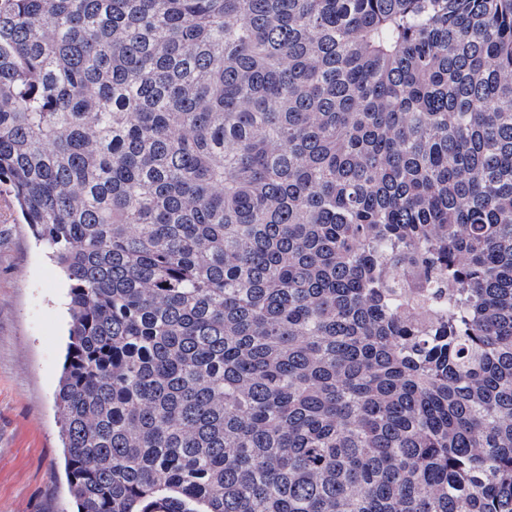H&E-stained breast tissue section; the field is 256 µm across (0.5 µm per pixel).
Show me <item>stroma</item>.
Masks as SVG:
<instances>
[{
	"instance_id": "1",
	"label": "stroma",
	"mask_w": 512,
	"mask_h": 512,
	"mask_svg": "<svg viewBox=\"0 0 512 512\" xmlns=\"http://www.w3.org/2000/svg\"><path fill=\"white\" fill-rule=\"evenodd\" d=\"M69 282L0 193V512H73L55 395Z\"/></svg>"
}]
</instances>
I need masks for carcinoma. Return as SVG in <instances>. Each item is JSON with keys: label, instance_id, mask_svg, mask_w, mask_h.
I'll list each match as a JSON object with an SVG mask.
<instances>
[{"label": "carcinoma", "instance_id": "1", "mask_svg": "<svg viewBox=\"0 0 512 512\" xmlns=\"http://www.w3.org/2000/svg\"><path fill=\"white\" fill-rule=\"evenodd\" d=\"M1 185L76 512H512V0H0Z\"/></svg>", "mask_w": 512, "mask_h": 512}]
</instances>
